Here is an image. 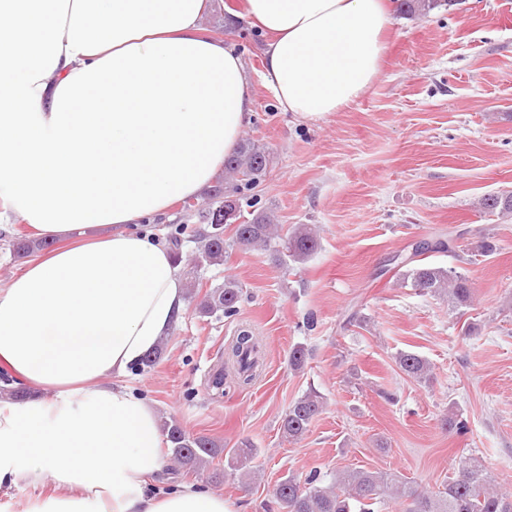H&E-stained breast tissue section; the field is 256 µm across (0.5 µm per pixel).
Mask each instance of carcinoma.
Here are the masks:
<instances>
[{"label": "carcinoma", "instance_id": "cac0c4a2", "mask_svg": "<svg viewBox=\"0 0 512 512\" xmlns=\"http://www.w3.org/2000/svg\"><path fill=\"white\" fill-rule=\"evenodd\" d=\"M399 13L406 16L427 15L441 6V0H398ZM269 158L266 152L244 143L237 153L225 161L224 169L236 175L248 186L257 185L266 175ZM224 190L219 184L210 190L208 201L197 206L183 202V210L197 218V223L210 225L200 238L191 267L186 275L199 279L201 271L224 264L227 253L224 240ZM483 212L491 215H512V190H502L485 196L481 201ZM453 236L448 241L421 242L412 252L394 257L397 278L401 287L412 288L423 294L448 297L456 310L472 306L474 293L469 277L453 268L438 266L428 261L430 252H449ZM233 242L241 249L258 248L278 260L288 257L294 263H304L319 249V237L307 224H297L287 230L271 222L263 211H253L251 218L235 225ZM51 243L45 240L20 236L12 244L20 257H28L45 250ZM240 286L232 279L212 288L198 305L201 318L219 315L231 317L237 312ZM259 353L258 338L242 330L227 352V360L235 368L243 383L255 378L254 369ZM396 364L409 377L420 382L431 379L432 368L423 357L406 351L396 354ZM322 396L311 390L295 400L286 410L281 429L286 438L296 441L309 430L311 422L323 411ZM442 429L448 433H462L466 422L456 408L451 407L441 420ZM166 443L171 460L183 467L197 471L209 460L225 453L232 471L247 476L256 448L248 442L237 448L225 450L215 440L186 434L174 420L164 423ZM392 499L402 506V512H512V492L498 487V482L485 465L471 455H460L453 467V476L443 491L430 492L396 474L382 470L350 469L336 472V479L322 485L315 473L305 476L290 475L281 480L274 491L278 512H379V505Z\"/></svg>", "mask_w": 512, "mask_h": 512}]
</instances>
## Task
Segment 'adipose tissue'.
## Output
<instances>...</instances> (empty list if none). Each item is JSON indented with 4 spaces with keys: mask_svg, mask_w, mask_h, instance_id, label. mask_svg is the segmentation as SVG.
I'll return each instance as SVG.
<instances>
[{
    "mask_svg": "<svg viewBox=\"0 0 512 512\" xmlns=\"http://www.w3.org/2000/svg\"><path fill=\"white\" fill-rule=\"evenodd\" d=\"M212 0H0V228L57 247L0 285V512H235L162 485L155 409L124 382L186 310L171 251L136 223L213 183L241 144L254 84L209 34ZM396 0H243L279 105L324 119L363 96Z\"/></svg>",
    "mask_w": 512,
    "mask_h": 512,
    "instance_id": "obj_1",
    "label": "adipose tissue"
}]
</instances>
